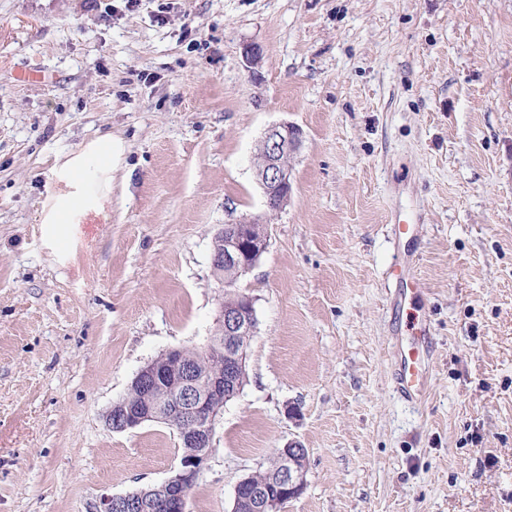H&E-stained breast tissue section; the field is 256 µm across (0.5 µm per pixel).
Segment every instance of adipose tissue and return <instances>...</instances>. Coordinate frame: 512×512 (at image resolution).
<instances>
[{
  "mask_svg": "<svg viewBox=\"0 0 512 512\" xmlns=\"http://www.w3.org/2000/svg\"><path fill=\"white\" fill-rule=\"evenodd\" d=\"M123 152L121 140L106 135L93 140L83 153L66 161L58 172L66 190L55 198L43 218L44 223L60 227L68 224L73 209L84 202L83 175L87 159L93 158L99 162V173L104 184L108 185L112 182V174L117 170Z\"/></svg>",
  "mask_w": 512,
  "mask_h": 512,
  "instance_id": "obj_1",
  "label": "adipose tissue"
}]
</instances>
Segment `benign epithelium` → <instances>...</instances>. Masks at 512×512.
Wrapping results in <instances>:
<instances>
[{
	"mask_svg": "<svg viewBox=\"0 0 512 512\" xmlns=\"http://www.w3.org/2000/svg\"><path fill=\"white\" fill-rule=\"evenodd\" d=\"M303 142L302 130L292 124H274L260 140L256 176L269 211L280 210L292 191L289 161ZM264 222L243 219L224 225L215 237L211 264L235 273L223 284L220 336L210 337L199 349H169L143 366L132 379L134 400L122 398L105 415L114 432H126L149 421L178 424L183 448L197 452L181 457L180 466L162 483L118 495H103L94 512H188L189 492L209 459L217 418L224 404L243 387L250 339L256 329L251 297L235 290L236 281L249 273L267 248ZM279 471L261 483L255 475L241 479L231 512H278L285 499L298 497L307 480L306 451L289 443L278 453Z\"/></svg>",
	"mask_w": 512,
	"mask_h": 512,
	"instance_id": "1",
	"label": "benign epithelium"
}]
</instances>
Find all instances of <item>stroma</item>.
Masks as SVG:
<instances>
[{"label": "stroma", "mask_w": 512, "mask_h": 512, "mask_svg": "<svg viewBox=\"0 0 512 512\" xmlns=\"http://www.w3.org/2000/svg\"><path fill=\"white\" fill-rule=\"evenodd\" d=\"M283 122L304 140L270 213L258 142ZM107 132L121 168L103 195L89 161L102 209L60 263L53 170ZM261 215L248 379L189 512H230L291 441L307 484L280 512H512V0H0V512H93L178 466L169 426L104 417L214 336L215 237ZM423 321L410 403L393 355ZM429 330L424 325L419 335L413 336L411 349L400 353L393 372L395 386L401 396L408 400H419L425 394L427 374L423 368V360L429 351Z\"/></svg>", "instance_id": "obj_1"}]
</instances>
